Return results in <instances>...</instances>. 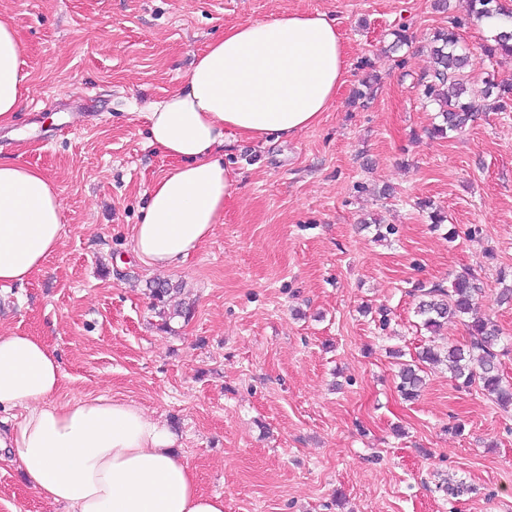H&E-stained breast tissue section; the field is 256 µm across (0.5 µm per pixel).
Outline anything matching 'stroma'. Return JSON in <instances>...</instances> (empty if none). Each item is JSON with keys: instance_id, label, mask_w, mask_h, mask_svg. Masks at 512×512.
<instances>
[{"instance_id": "35a3bbf8", "label": "stroma", "mask_w": 512, "mask_h": 512, "mask_svg": "<svg viewBox=\"0 0 512 512\" xmlns=\"http://www.w3.org/2000/svg\"><path fill=\"white\" fill-rule=\"evenodd\" d=\"M290 11L335 23L345 85L317 125L235 144L223 223L177 268L150 272L133 227L171 161L148 141L149 106L226 28ZM0 16L27 72L0 156L42 170L63 214L42 272L0 287V333L51 347L67 375L57 403L121 398L167 422L224 512H512V409L442 364L426 366L417 399L397 389L393 350L409 362L430 338L418 286L473 274L512 336V304L497 301L512 274V112L430 135L415 81L448 21L433 0H0ZM402 25L415 40L398 69L385 51ZM364 58L382 80L359 108ZM159 278L192 307L166 328L149 298ZM449 475L470 493L448 496ZM0 512L61 510L0 461Z\"/></svg>"}]
</instances>
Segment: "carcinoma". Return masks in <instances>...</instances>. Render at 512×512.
Returning <instances> with one entry per match:
<instances>
[{"instance_id":"obj_1","label":"carcinoma","mask_w":512,"mask_h":512,"mask_svg":"<svg viewBox=\"0 0 512 512\" xmlns=\"http://www.w3.org/2000/svg\"><path fill=\"white\" fill-rule=\"evenodd\" d=\"M466 16L477 20L512 18V13L500 0H467ZM462 20L449 18L448 26L435 31L430 48L431 66L416 79V85L425 100L437 105L441 123L431 128V133L445 137L450 132L460 133L482 111V105L472 95L474 63L469 49L461 42L459 29ZM389 51L397 52L413 44L414 36L401 26L392 30ZM482 55L493 60L499 56L512 57V31L492 25V35L481 45ZM378 74L368 73L353 91L351 104L365 107L373 98L380 82ZM484 96L494 97L492 110L512 112V80L485 78ZM153 306L159 308L158 316L166 327L176 317L187 315L183 309H167L168 297L176 291L166 281H156L149 288ZM422 299L416 313L422 327L436 331L450 317L467 318L466 326L472 337L467 347L448 348V369L455 380L464 387L474 384L495 396L496 403L504 409L512 407V386L503 384L499 373V353L496 347L504 342L499 327L489 316L480 312L481 288L473 275L455 277L448 288L434 286L420 289ZM422 369L417 364L406 363L400 368L397 385L401 396L407 400L419 396L424 387Z\"/></svg>"}]
</instances>
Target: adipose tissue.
<instances>
[{
	"label": "adipose tissue",
	"instance_id": "obj_1",
	"mask_svg": "<svg viewBox=\"0 0 512 512\" xmlns=\"http://www.w3.org/2000/svg\"><path fill=\"white\" fill-rule=\"evenodd\" d=\"M23 48L0 17V127L11 126L27 77ZM347 77L343 41L325 14L288 12L239 24L197 55L180 90L152 104L150 141L172 162L146 191L133 252L168 271L224 221L235 193L224 153L266 144L318 123ZM57 186L39 169L0 157V284L27 283L56 251ZM65 377L40 337L0 334V410L23 408L0 428V448L29 487L63 512H224L175 453L176 434L134 402L105 396L54 401Z\"/></svg>",
	"mask_w": 512,
	"mask_h": 512
}]
</instances>
